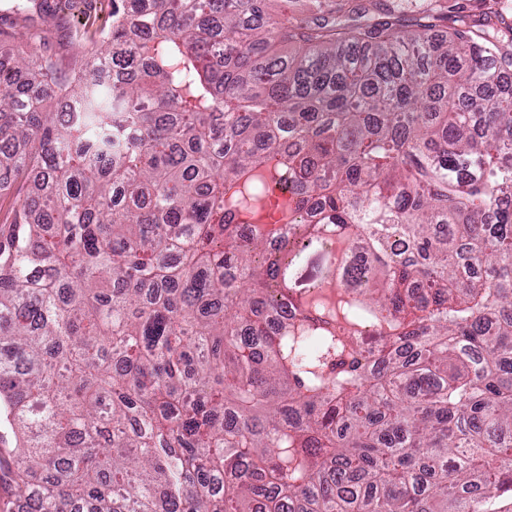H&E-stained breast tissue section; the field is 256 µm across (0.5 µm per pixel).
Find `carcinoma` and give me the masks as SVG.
Listing matches in <instances>:
<instances>
[{
  "instance_id": "obj_1",
  "label": "carcinoma",
  "mask_w": 512,
  "mask_h": 512,
  "mask_svg": "<svg viewBox=\"0 0 512 512\" xmlns=\"http://www.w3.org/2000/svg\"><path fill=\"white\" fill-rule=\"evenodd\" d=\"M264 7L112 0L77 80L0 61L18 497L512 512V50L381 0ZM28 190V182L24 175L6 188L0 190V227H7L3 224L7 218H10L13 209L17 206ZM2 222V224H1Z\"/></svg>"
}]
</instances>
